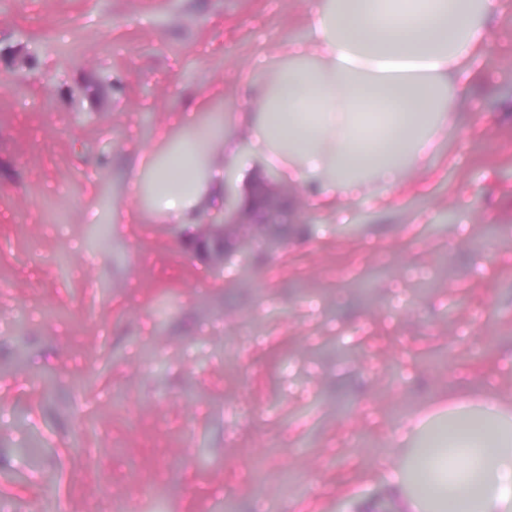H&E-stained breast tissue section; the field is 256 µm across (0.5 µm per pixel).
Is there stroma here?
I'll list each match as a JSON object with an SVG mask.
<instances>
[{"mask_svg": "<svg viewBox=\"0 0 512 512\" xmlns=\"http://www.w3.org/2000/svg\"><path fill=\"white\" fill-rule=\"evenodd\" d=\"M319 0H0V512H347L448 405L512 407V7L379 208L222 271L128 195L156 129Z\"/></svg>", "mask_w": 512, "mask_h": 512, "instance_id": "stroma-1", "label": "stroma"}]
</instances>
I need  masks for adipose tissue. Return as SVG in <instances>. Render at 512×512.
<instances>
[{
  "mask_svg": "<svg viewBox=\"0 0 512 512\" xmlns=\"http://www.w3.org/2000/svg\"><path fill=\"white\" fill-rule=\"evenodd\" d=\"M495 0H326L308 40L281 48L292 68L273 84L247 82L254 97L242 123L259 151L285 176H312L337 198H353L364 176L397 184L431 150L443 97L476 77L488 52L486 31L472 19ZM245 161L229 140L214 147L205 175L188 157L151 165L152 208L177 224L194 223L199 204L223 193L217 176ZM431 447H457L454 492L432 490L419 473L418 497H396L394 512H512V414L497 401L457 408L430 432Z\"/></svg>",
  "mask_w": 512,
  "mask_h": 512,
  "instance_id": "adipose-tissue-1",
  "label": "adipose tissue"
}]
</instances>
